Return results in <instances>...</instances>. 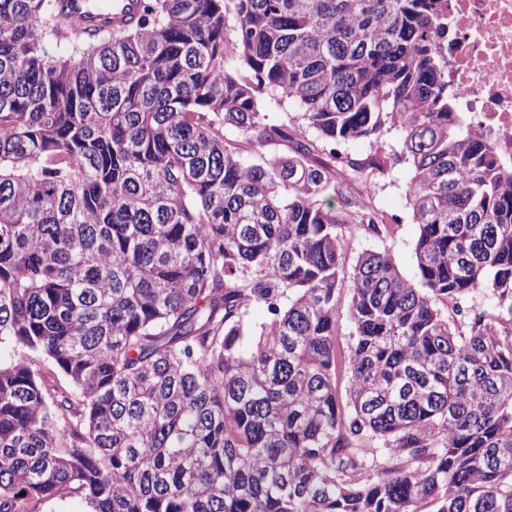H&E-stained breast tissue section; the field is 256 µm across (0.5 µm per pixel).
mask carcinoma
<instances>
[{
  "label": "carcinoma",
  "instance_id": "carcinoma-1",
  "mask_svg": "<svg viewBox=\"0 0 512 512\" xmlns=\"http://www.w3.org/2000/svg\"><path fill=\"white\" fill-rule=\"evenodd\" d=\"M72 4L0 0V512H512V172L448 0ZM399 164L416 274L348 273Z\"/></svg>",
  "mask_w": 512,
  "mask_h": 512
}]
</instances>
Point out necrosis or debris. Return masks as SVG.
Here are the masks:
<instances>
[{
    "instance_id": "4bbe7bcc",
    "label": "necrosis or debris",
    "mask_w": 512,
    "mask_h": 512,
    "mask_svg": "<svg viewBox=\"0 0 512 512\" xmlns=\"http://www.w3.org/2000/svg\"><path fill=\"white\" fill-rule=\"evenodd\" d=\"M456 118L512 170V0H448Z\"/></svg>"
}]
</instances>
